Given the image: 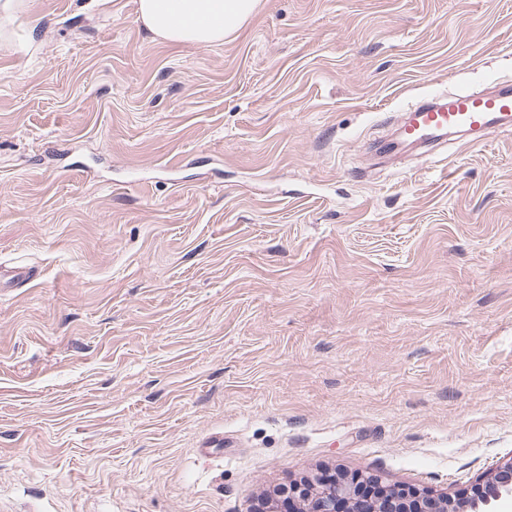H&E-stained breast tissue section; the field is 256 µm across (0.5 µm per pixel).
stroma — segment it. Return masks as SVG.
<instances>
[{"label": "stroma", "instance_id": "stroma-1", "mask_svg": "<svg viewBox=\"0 0 512 512\" xmlns=\"http://www.w3.org/2000/svg\"><path fill=\"white\" fill-rule=\"evenodd\" d=\"M512 81V0H134L0 42V512H259L325 471L470 497L512 458V132L388 160ZM261 0H135L146 32L171 44L224 43L257 12ZM400 137L435 143L452 130L512 131V85H501L489 93L452 94L409 108Z\"/></svg>", "mask_w": 512, "mask_h": 512}]
</instances>
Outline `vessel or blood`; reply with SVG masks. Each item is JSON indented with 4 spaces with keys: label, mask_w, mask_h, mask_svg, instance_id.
<instances>
[{
    "label": "vessel or blood",
    "mask_w": 512,
    "mask_h": 512,
    "mask_svg": "<svg viewBox=\"0 0 512 512\" xmlns=\"http://www.w3.org/2000/svg\"><path fill=\"white\" fill-rule=\"evenodd\" d=\"M452 130L512 131V85L489 93L452 94L410 107L400 128L405 140L434 143Z\"/></svg>",
    "instance_id": "1"
}]
</instances>
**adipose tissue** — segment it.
<instances>
[{
  "mask_svg": "<svg viewBox=\"0 0 512 512\" xmlns=\"http://www.w3.org/2000/svg\"><path fill=\"white\" fill-rule=\"evenodd\" d=\"M261 0H135L146 32L171 44L223 43L257 12Z\"/></svg>",
  "mask_w": 512,
  "mask_h": 512,
  "instance_id": "adipose-tissue-1",
  "label": "adipose tissue"
}]
</instances>
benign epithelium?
Listing matches in <instances>:
<instances>
[{
    "label": "benign epithelium",
    "instance_id": "1",
    "mask_svg": "<svg viewBox=\"0 0 512 512\" xmlns=\"http://www.w3.org/2000/svg\"><path fill=\"white\" fill-rule=\"evenodd\" d=\"M512 458L485 484L476 488L470 500L460 501L450 496H434L427 491L406 486L386 488L384 500L366 506L361 498V483L365 478L340 474L332 484L323 479L293 484L288 494L307 502L303 512H336V504L350 505L349 512H480L481 507L492 503L512 501Z\"/></svg>",
    "mask_w": 512,
    "mask_h": 512
}]
</instances>
